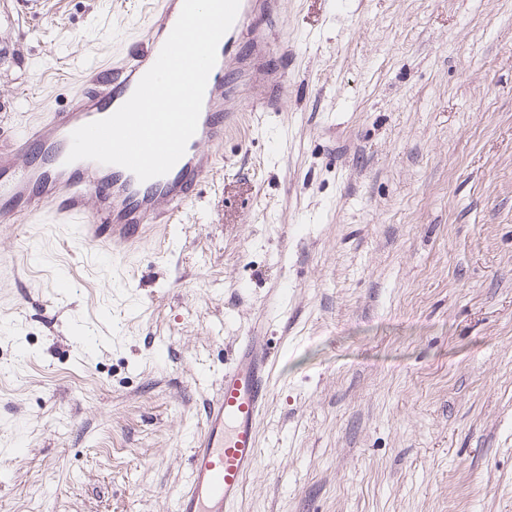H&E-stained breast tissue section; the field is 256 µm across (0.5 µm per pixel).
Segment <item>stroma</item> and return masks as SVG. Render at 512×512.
<instances>
[{"mask_svg": "<svg viewBox=\"0 0 512 512\" xmlns=\"http://www.w3.org/2000/svg\"><path fill=\"white\" fill-rule=\"evenodd\" d=\"M0 0V145L143 0ZM277 112L117 260L0 229V512H170L245 333L276 355L235 512H512V0H284Z\"/></svg>", "mask_w": 512, "mask_h": 512, "instance_id": "stroma-1", "label": "stroma"}]
</instances>
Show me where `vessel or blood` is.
Returning <instances> with one entry per match:
<instances>
[{"mask_svg":"<svg viewBox=\"0 0 512 512\" xmlns=\"http://www.w3.org/2000/svg\"><path fill=\"white\" fill-rule=\"evenodd\" d=\"M182 5L183 0H151L148 24L134 50L91 69L64 108L0 150V198L12 203L0 212V221L30 224L48 215L61 224L74 222L85 248L126 257L150 227L176 223L214 175L225 131L253 109L244 89L255 74L269 75L265 109L278 111L288 88L287 63L272 47L268 27L280 16L282 0H240L218 45L197 131L167 174L142 182L119 165L67 162L71 133L109 117L129 99L155 63ZM272 358L264 336L255 332L242 339L192 436L188 479L174 512H231L241 497L258 460V424L270 396Z\"/></svg>","mask_w":512,"mask_h":512,"instance_id":"obj_1","label":"vessel or blood"}]
</instances>
